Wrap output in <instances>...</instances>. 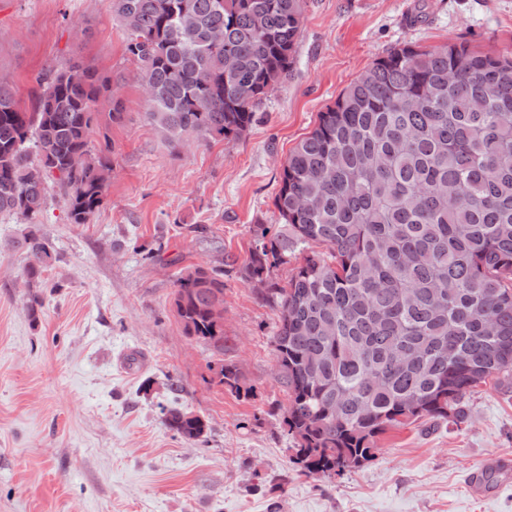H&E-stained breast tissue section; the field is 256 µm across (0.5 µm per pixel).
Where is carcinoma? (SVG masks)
<instances>
[{
    "mask_svg": "<svg viewBox=\"0 0 512 512\" xmlns=\"http://www.w3.org/2000/svg\"><path fill=\"white\" fill-rule=\"evenodd\" d=\"M106 7L146 81V118L176 150L191 137L231 143L249 131L292 70L307 0ZM37 83L35 109L23 112L0 82V215L27 217L31 285L58 259L40 229L49 185L71 223H86L113 170L112 151H93L90 133L124 120L112 80L89 67L51 68ZM101 100L112 111H97ZM274 206L281 225L251 229L242 273L266 281L263 300L279 311L272 344L300 472L359 469L388 431L457 426L489 378L512 388L511 49L450 42L378 57L291 150ZM296 254L286 284L270 278ZM222 297V268L176 280L185 335L221 354ZM217 378L241 393L236 365L220 364ZM164 422L186 441L206 427L176 407Z\"/></svg>",
    "mask_w": 512,
    "mask_h": 512,
    "instance_id": "cac0c4a2",
    "label": "carcinoma"
}]
</instances>
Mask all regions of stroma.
Masks as SVG:
<instances>
[{"label": "stroma", "instance_id": "obj_1", "mask_svg": "<svg viewBox=\"0 0 512 512\" xmlns=\"http://www.w3.org/2000/svg\"><path fill=\"white\" fill-rule=\"evenodd\" d=\"M460 41L512 48V0H307L293 72L252 128L173 152L144 117L105 0H0V80L21 111L35 108L40 72L71 62L111 78L125 114L90 136L113 146L114 169L88 222L70 223L49 191L42 231L58 260L40 287L24 276L23 224L0 217V512H512V481L486 495L468 482L512 456V388L491 383L460 427L388 432L375 460L341 476L294 472L270 413L288 404L277 311L238 271L252 225L277 223L281 166L319 112L392 48ZM230 261L217 355L185 335L173 298L185 268ZM223 360L246 395L219 385ZM174 406L204 419L199 441L165 426Z\"/></svg>", "mask_w": 512, "mask_h": 512}]
</instances>
